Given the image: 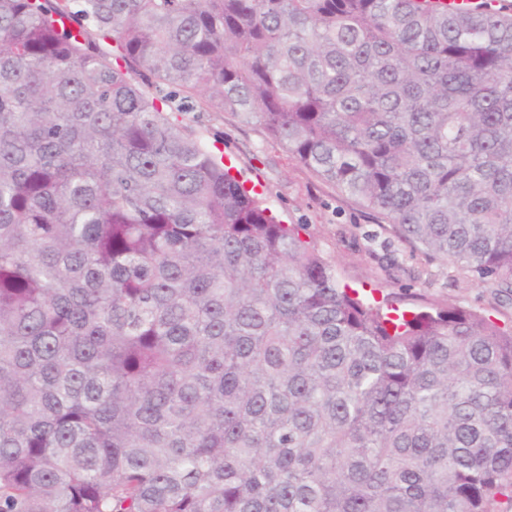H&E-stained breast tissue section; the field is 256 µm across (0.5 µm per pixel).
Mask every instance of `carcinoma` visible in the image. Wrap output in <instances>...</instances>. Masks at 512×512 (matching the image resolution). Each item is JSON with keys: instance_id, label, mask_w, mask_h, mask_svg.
<instances>
[{"instance_id": "1", "label": "carcinoma", "mask_w": 512, "mask_h": 512, "mask_svg": "<svg viewBox=\"0 0 512 512\" xmlns=\"http://www.w3.org/2000/svg\"><path fill=\"white\" fill-rule=\"evenodd\" d=\"M182 92L512 300L491 0H0V512H489L512 330L340 286Z\"/></svg>"}]
</instances>
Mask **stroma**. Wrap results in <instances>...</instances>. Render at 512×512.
I'll return each instance as SVG.
<instances>
[{"instance_id": "stroma-1", "label": "stroma", "mask_w": 512, "mask_h": 512, "mask_svg": "<svg viewBox=\"0 0 512 512\" xmlns=\"http://www.w3.org/2000/svg\"><path fill=\"white\" fill-rule=\"evenodd\" d=\"M168 115L204 143H217L235 163L239 179L262 184L264 205L282 223L303 225V238L335 267L340 283L371 303L456 304L512 326V301H498L448 263L412 252L386 220L316 177L262 124L203 111L197 99L179 96L170 102Z\"/></svg>"}]
</instances>
